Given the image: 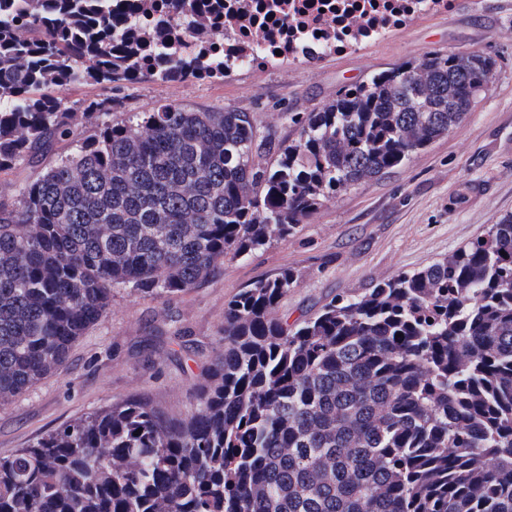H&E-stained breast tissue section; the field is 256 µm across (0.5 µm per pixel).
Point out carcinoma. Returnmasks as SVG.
I'll use <instances>...</instances> for the list:
<instances>
[{
  "instance_id": "cac0c4a2",
  "label": "carcinoma",
  "mask_w": 512,
  "mask_h": 512,
  "mask_svg": "<svg viewBox=\"0 0 512 512\" xmlns=\"http://www.w3.org/2000/svg\"><path fill=\"white\" fill-rule=\"evenodd\" d=\"M161 9L209 60L148 25ZM223 36L224 0H0V173L120 106L78 114L57 89L222 78ZM489 61L374 74L288 115L290 143L229 108L100 122L0 202V404L65 363L113 288L178 297L448 134ZM296 283L284 269L225 301L189 418L132 397L0 456V512H512V215L290 325L277 311Z\"/></svg>"
}]
</instances>
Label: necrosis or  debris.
<instances>
[{
    "mask_svg": "<svg viewBox=\"0 0 512 512\" xmlns=\"http://www.w3.org/2000/svg\"><path fill=\"white\" fill-rule=\"evenodd\" d=\"M453 0H224V71L313 66L376 42Z\"/></svg>",
    "mask_w": 512,
    "mask_h": 512,
    "instance_id": "4bbe7bcc",
    "label": "necrosis or debris"
}]
</instances>
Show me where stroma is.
Listing matches in <instances>:
<instances>
[{"label":"stroma","instance_id":"35a3bbf8","mask_svg":"<svg viewBox=\"0 0 512 512\" xmlns=\"http://www.w3.org/2000/svg\"><path fill=\"white\" fill-rule=\"evenodd\" d=\"M478 52L493 76L458 127L404 164L326 201L295 235L225 258L219 273L176 298L112 291L104 316L75 342L65 364L0 406V455L71 419L144 395L171 417L194 410L197 384L219 348L225 301L255 281L294 269L279 306L296 320L335 296H356L402 272L447 259L512 213V0H457L445 14L396 29L386 40L308 67L289 64L221 79L114 85L111 122L162 103L251 113L260 132L296 139L292 112H313L343 88L428 53ZM190 340L183 350L182 340ZM152 341L154 365L142 353Z\"/></svg>","mask_w":512,"mask_h":512}]
</instances>
